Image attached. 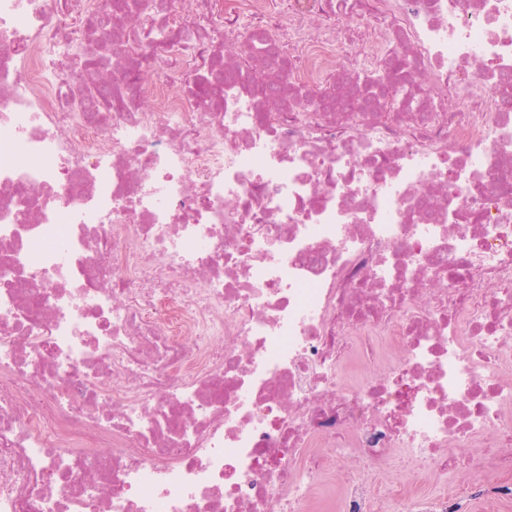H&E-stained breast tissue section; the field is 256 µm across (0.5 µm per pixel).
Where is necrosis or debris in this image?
<instances>
[{"instance_id":"4bbe7bcc","label":"necrosis or debris","mask_w":512,"mask_h":512,"mask_svg":"<svg viewBox=\"0 0 512 512\" xmlns=\"http://www.w3.org/2000/svg\"><path fill=\"white\" fill-rule=\"evenodd\" d=\"M121 2L0 0V512L512 500V0ZM486 471H472L445 477L421 476L417 489L424 492L448 491L465 498V512H512L511 501L490 502L484 498L469 496L475 488L486 484Z\"/></svg>"}]
</instances>
